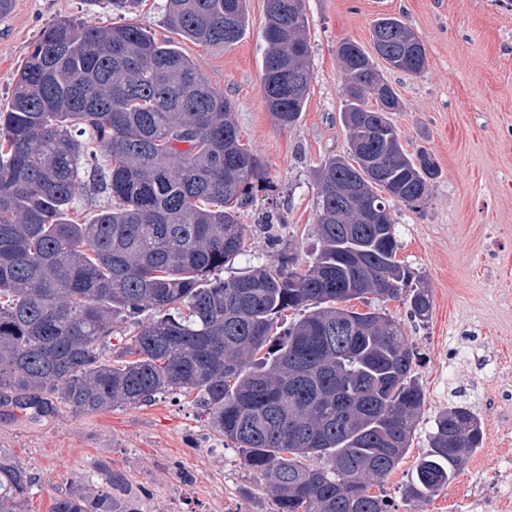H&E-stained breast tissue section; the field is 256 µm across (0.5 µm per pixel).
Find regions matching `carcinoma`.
Returning <instances> with one entry per match:
<instances>
[{"label":"carcinoma","instance_id":"carcinoma-1","mask_svg":"<svg viewBox=\"0 0 512 512\" xmlns=\"http://www.w3.org/2000/svg\"><path fill=\"white\" fill-rule=\"evenodd\" d=\"M114 13L141 0H95ZM247 0H165V26L202 46H230ZM261 92L281 126L297 123L311 82L304 0H266ZM378 55L426 69L424 44L397 17L372 27ZM353 154L317 171L320 248L225 280L244 244L240 209L263 179L240 143L231 102L170 40L131 24L47 25L0 111V401L32 418L64 406L89 415L194 392L224 445L259 474L276 512H390L379 486L411 448L424 405L415 353L398 323L352 300H399L429 319L423 278L397 260L389 198L417 207L438 169L410 154L389 113L394 88L357 43L336 49ZM360 192L336 197V185ZM110 203L84 221L81 204ZM383 201V212L370 209ZM301 317L277 336L273 320ZM149 312L143 322L139 317ZM136 334L107 357L118 324ZM478 414L448 405L435 419L404 496L426 501L481 447ZM325 459L315 466L309 459ZM88 487L51 512H143L125 473L99 463ZM38 481L0 449V512H25Z\"/></svg>","mask_w":512,"mask_h":512}]
</instances>
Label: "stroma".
<instances>
[{"mask_svg":"<svg viewBox=\"0 0 512 512\" xmlns=\"http://www.w3.org/2000/svg\"><path fill=\"white\" fill-rule=\"evenodd\" d=\"M164 0H142L133 12H108L93 0H15L0 17V108L11 99L17 70L43 29L61 18L89 26L133 24L173 39L202 76L235 107L241 141L262 160L265 180L241 221L244 253L226 264L230 279L246 266L275 264L279 254L311 260L321 163L348 151L336 47L345 40L372 50L371 26L395 15L422 40V74L378 68L402 101L392 113L408 152H430L439 168L429 198L391 212L398 260L424 277L431 291L427 322L407 305L383 303L416 354L425 401L412 446L383 482L391 512H504L512 482L499 478L512 463V0H304L312 82L305 110L282 127L261 93L265 0H247L243 38L203 47L172 36ZM470 403L484 427L482 447L431 499L411 503L403 487L437 414ZM0 448L39 480L29 512H50L59 492L79 489L98 462L121 469L143 512H275L270 493L208 425L195 394L168 392L140 406L95 415L67 409L26 419L0 404Z\"/></svg>","mask_w":512,"mask_h":512,"instance_id":"obj_1","label":"stroma"}]
</instances>
